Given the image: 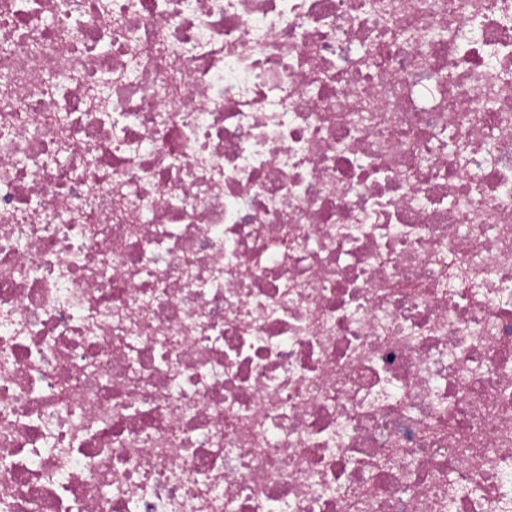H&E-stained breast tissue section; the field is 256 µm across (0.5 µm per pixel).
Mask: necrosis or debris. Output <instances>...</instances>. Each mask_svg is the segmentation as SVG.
<instances>
[{
	"mask_svg": "<svg viewBox=\"0 0 512 512\" xmlns=\"http://www.w3.org/2000/svg\"><path fill=\"white\" fill-rule=\"evenodd\" d=\"M0 512H512V0H0Z\"/></svg>",
	"mask_w": 512,
	"mask_h": 512,
	"instance_id": "4bbe7bcc",
	"label": "necrosis or debris"
}]
</instances>
